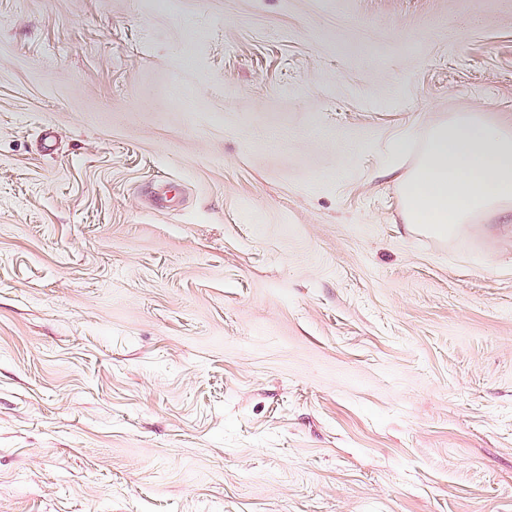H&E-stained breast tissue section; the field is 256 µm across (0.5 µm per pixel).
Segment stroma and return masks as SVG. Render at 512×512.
Masks as SVG:
<instances>
[{"label": "stroma", "mask_w": 512, "mask_h": 512, "mask_svg": "<svg viewBox=\"0 0 512 512\" xmlns=\"http://www.w3.org/2000/svg\"><path fill=\"white\" fill-rule=\"evenodd\" d=\"M463 111L512 0H0V512H512V228L387 174Z\"/></svg>", "instance_id": "obj_1"}]
</instances>
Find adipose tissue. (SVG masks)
Segmentation results:
<instances>
[{
	"label": "adipose tissue",
	"instance_id": "1",
	"mask_svg": "<svg viewBox=\"0 0 512 512\" xmlns=\"http://www.w3.org/2000/svg\"><path fill=\"white\" fill-rule=\"evenodd\" d=\"M407 223L447 238L476 216L512 215V127L456 112L431 127L413 169L397 175Z\"/></svg>",
	"mask_w": 512,
	"mask_h": 512
}]
</instances>
